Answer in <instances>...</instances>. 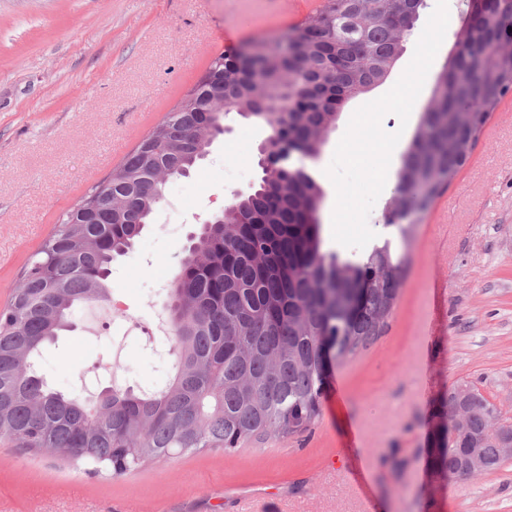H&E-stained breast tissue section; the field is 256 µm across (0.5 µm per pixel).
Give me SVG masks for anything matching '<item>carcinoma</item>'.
<instances>
[{"mask_svg": "<svg viewBox=\"0 0 512 512\" xmlns=\"http://www.w3.org/2000/svg\"><path fill=\"white\" fill-rule=\"evenodd\" d=\"M425 7L426 0H327L323 20L350 13L368 28L307 43L304 78L314 82L325 53L345 52L350 39L358 54L339 74L337 94L356 98L369 92L387 79L403 51L394 35L396 21ZM511 9L512 2L501 13L474 16L460 31L470 53L494 52L486 71L462 57L434 82L396 173L407 198L388 204L397 210L401 252L386 241L360 262L342 260L323 250L321 224L313 217L324 199L319 179L299 173L297 193L285 190L286 177L261 179L187 250L169 304L176 371L168 384L138 394L114 387L93 402L53 390L37 374L36 357L77 306L109 296L112 261L132 248L163 199L164 185L151 182L152 171L163 167L172 177L189 176L232 112L246 119V111L263 108L262 121L270 128L281 121L285 94L273 71H231L224 78L235 79L232 97L223 111L211 114L210 129L201 127L198 111L219 80L212 62L174 111L93 188L120 199V208L100 224L66 217L0 310V437L33 454L50 448L69 464L93 465L112 476L177 451L231 453L252 439L307 429L321 411L320 340L333 338L343 360L380 335L406 274L415 221L457 175L489 114L512 93V52L495 51ZM337 117L311 105L290 115V130L317 156ZM243 215L254 221L245 230L238 224ZM184 294L195 303L189 311L180 304ZM466 387L474 409L465 427L447 426L438 447L428 449L430 468L459 482L468 479L464 449H480L493 469L503 462L495 431L512 430L475 384Z\"/></svg>", "mask_w": 512, "mask_h": 512, "instance_id": "obj_1", "label": "carcinoma"}]
</instances>
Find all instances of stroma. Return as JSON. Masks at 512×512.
I'll return each mask as SVG.
<instances>
[{"mask_svg": "<svg viewBox=\"0 0 512 512\" xmlns=\"http://www.w3.org/2000/svg\"><path fill=\"white\" fill-rule=\"evenodd\" d=\"M296 0H0V309L63 214L172 112L211 61L298 27ZM468 18L467 0H427L384 83L350 101L316 160L324 250L352 262L395 240V174ZM164 198L108 286L120 306L77 308L46 343L55 390L156 391L174 373L153 321L207 215L258 182L269 129L231 117ZM472 382L512 420V94L457 176L415 224L381 336L326 374L306 430L237 451L178 452L102 476L0 438V512H512V459L464 482L431 475L440 403Z\"/></svg>", "mask_w": 512, "mask_h": 512, "instance_id": "obj_1", "label": "stroma"}]
</instances>
